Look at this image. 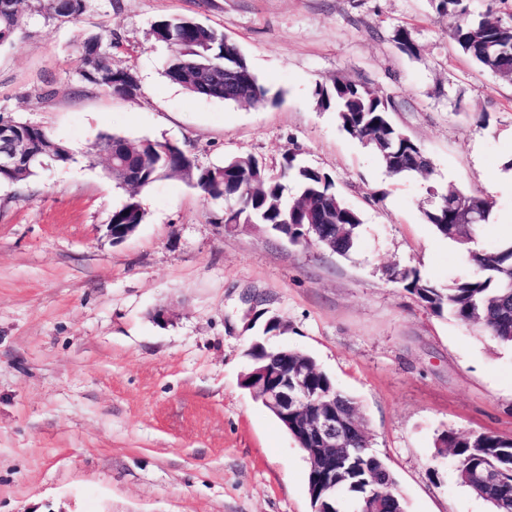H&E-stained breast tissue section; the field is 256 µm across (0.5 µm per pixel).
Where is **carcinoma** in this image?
<instances>
[{
    "instance_id": "carcinoma-1",
    "label": "carcinoma",
    "mask_w": 512,
    "mask_h": 512,
    "mask_svg": "<svg viewBox=\"0 0 512 512\" xmlns=\"http://www.w3.org/2000/svg\"><path fill=\"white\" fill-rule=\"evenodd\" d=\"M25 0H0V46L12 41L23 21ZM88 0H45L49 17L72 21L82 15ZM487 0L485 12L473 16L469 0H436V11L448 17L450 34L459 49L474 63L494 76L512 82V13L498 10ZM157 40L174 48L165 69L166 77L192 96L222 99L263 107L276 98L269 96L249 67L239 46L224 32L189 18L164 19L153 29ZM398 51L417 58L421 49L411 32L399 26L393 33ZM119 42L96 35L79 42L83 81L114 94L133 97L138 80L127 69L112 68V49ZM317 106L335 109L340 128L375 151L392 177L410 174L428 176L432 163L420 143L398 130L390 113L396 110L392 97L371 89L366 83L338 76L331 85H318ZM97 151L110 150L122 163L112 167V180L122 185L129 173H138L142 188L182 170L186 181L212 200L224 201L218 223L231 230L241 224H263L293 244L315 245L345 256L354 248L361 214L336 191L332 177L297 161L290 149L282 156L278 171L268 169L253 155H238L220 166L201 167L184 146L170 141L130 139L103 135ZM73 160L70 148L51 140L46 164L66 165ZM461 206L450 208L443 194L430 189L431 202L422 209L426 223L436 233L468 248L476 268L463 281L438 287L412 268L393 266L390 279L416 297L437 316L450 313L465 323L482 327L503 344L512 345V239L487 250L470 245L482 223L488 220L492 201L480 194L449 188ZM145 213L133 195L112 210L114 224H141ZM252 360L277 367L283 358L288 366L306 362L313 368L315 392L336 397V416L353 432L352 459L336 465V499L320 492V483L308 475L313 512L336 502V512H406L403 499L391 488L396 480L386 463L370 450L369 438L359 432L365 427L357 400L336 388L331 378L308 353L269 349L260 343L248 350ZM437 453H450L457 461V478L463 486L487 501L494 512H512V438L494 433H441Z\"/></svg>"
}]
</instances>
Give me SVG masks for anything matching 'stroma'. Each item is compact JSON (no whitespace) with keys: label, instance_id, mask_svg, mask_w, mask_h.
Here are the masks:
<instances>
[{"label":"stroma","instance_id":"1","mask_svg":"<svg viewBox=\"0 0 512 512\" xmlns=\"http://www.w3.org/2000/svg\"><path fill=\"white\" fill-rule=\"evenodd\" d=\"M23 9L0 47V117L75 158L0 185V512H312L302 451L241 385L256 341L309 353L356 398L406 512H492L435 442L512 436V347L426 310L386 269L439 287L473 275L422 218L433 187L492 199L476 248L512 235V83L462 54L432 0H89L65 23L40 0ZM168 17L222 30L278 102L171 82L153 35ZM399 26L420 59L395 48ZM90 34L119 41L112 66L134 72L135 97L79 80ZM340 75L394 97L429 178L389 177L318 109L317 85ZM103 133L179 143L204 167L251 154L275 170L296 149L360 211L356 245L339 256L262 225L224 230L223 202L178 177L141 191L144 224L113 242L129 192L90 153ZM273 317L284 331H267Z\"/></svg>","mask_w":512,"mask_h":512}]
</instances>
